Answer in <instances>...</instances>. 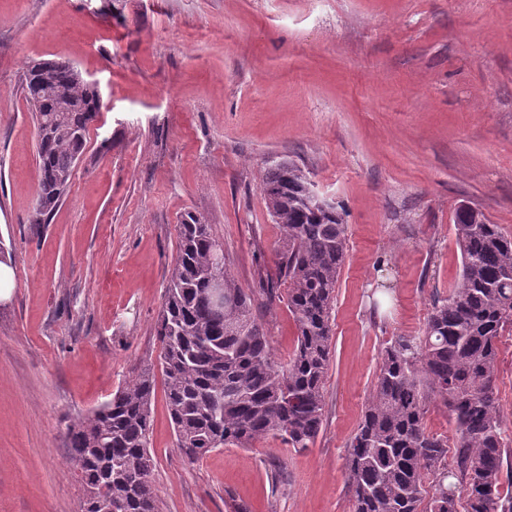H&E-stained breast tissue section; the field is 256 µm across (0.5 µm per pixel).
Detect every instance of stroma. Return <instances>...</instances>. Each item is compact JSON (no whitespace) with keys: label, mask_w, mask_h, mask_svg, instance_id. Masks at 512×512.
I'll list each match as a JSON object with an SVG mask.
<instances>
[{"label":"stroma","mask_w":512,"mask_h":512,"mask_svg":"<svg viewBox=\"0 0 512 512\" xmlns=\"http://www.w3.org/2000/svg\"><path fill=\"white\" fill-rule=\"evenodd\" d=\"M70 63L105 104L38 222L27 65ZM298 165L344 213L325 420L197 462L152 406L158 512H350L347 445L384 347L421 335L461 264L466 204L512 235V0H0V512H80L64 425L155 364L186 215L210 224L279 359L287 289L258 293L285 238L260 188ZM512 446V329L498 341Z\"/></svg>","instance_id":"1"}]
</instances>
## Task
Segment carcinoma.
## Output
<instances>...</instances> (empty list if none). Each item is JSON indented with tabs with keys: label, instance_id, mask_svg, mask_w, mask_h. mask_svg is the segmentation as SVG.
<instances>
[{
	"label": "carcinoma",
	"instance_id": "obj_1",
	"mask_svg": "<svg viewBox=\"0 0 512 512\" xmlns=\"http://www.w3.org/2000/svg\"><path fill=\"white\" fill-rule=\"evenodd\" d=\"M25 73L33 107L45 201L66 192L95 117L96 94L66 62ZM261 188L284 231L278 259L297 337L288 361L274 355L251 294L227 266L217 311L209 279L218 239L211 225L186 216L155 331L164 399L176 448L195 462L217 448H251L268 437L297 450L322 429L332 348V311L344 262L346 225L338 206L313 194L314 184L290 162L269 168ZM459 279L432 307L424 336L399 338L381 352L373 393L350 439V512H512L501 492L504 443L497 410L498 339L512 327V236L482 214L457 209ZM154 369L139 367L112 398L66 425L64 441L83 491L81 512H158L149 450ZM438 397L454 420L453 465L448 438L425 426ZM432 494L424 499L425 482Z\"/></svg>",
	"mask_w": 512,
	"mask_h": 512
}]
</instances>
